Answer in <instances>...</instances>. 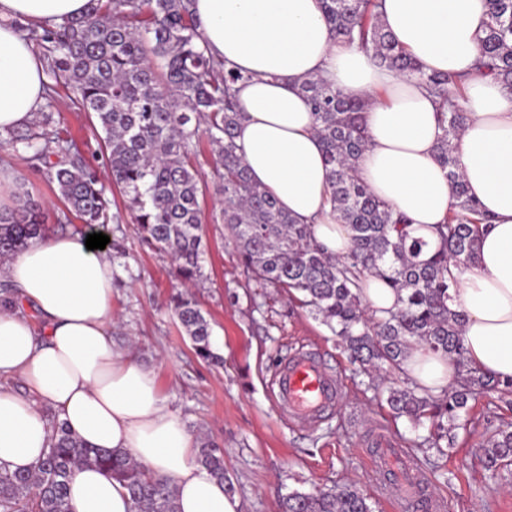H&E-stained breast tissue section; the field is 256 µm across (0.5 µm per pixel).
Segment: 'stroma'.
Instances as JSON below:
<instances>
[{
    "instance_id": "35a3bbf8",
    "label": "stroma",
    "mask_w": 512,
    "mask_h": 512,
    "mask_svg": "<svg viewBox=\"0 0 512 512\" xmlns=\"http://www.w3.org/2000/svg\"><path fill=\"white\" fill-rule=\"evenodd\" d=\"M33 127L47 134L67 129L83 157L102 166L90 116L74 109L66 94L38 112ZM198 170L208 187L205 218L204 275L193 294L211 323V342L223 365L200 360L171 304L181 281L171 257L143 244L123 199L114 208L119 222L106 225L105 250L118 274L112 292L115 346L132 347L154 369L172 409L196 436L224 448L225 464L243 504V512H275L279 498L293 490L325 485H354L373 512H398L382 491L374 471L371 446L379 434L396 440L424 477L413 512H512V466L485 470L478 450L495 430L512 424V409L498 394L472 402L468 425L458 430L455 447L445 453L423 452L417 430L394 418L357 377L331 331L297 301L261 287L244 272L225 225L210 213L216 195L211 146L200 140ZM0 167L20 174L31 198L42 202L52 231L77 226L53 184L35 171L21 153L0 147ZM317 350L326 366L344 380V394L334 411L316 426L292 425L276 405L270 377L278 362L299 348Z\"/></svg>"
}]
</instances>
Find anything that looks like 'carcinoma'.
I'll return each instance as SVG.
<instances>
[{"label": "carcinoma", "mask_w": 512, "mask_h": 512, "mask_svg": "<svg viewBox=\"0 0 512 512\" xmlns=\"http://www.w3.org/2000/svg\"><path fill=\"white\" fill-rule=\"evenodd\" d=\"M488 21L478 37L479 70L512 87V0H487ZM192 0H89L84 16L55 26L20 24L25 39L42 47L52 83L84 112L94 114L95 133L110 175L105 183L96 167L82 160L74 144L56 133L7 132L6 143L45 166L67 209L89 227L112 219L114 186L125 198L142 239L169 254L184 282L202 277V202L206 186L197 168L201 135L212 146L222 179L221 208L215 222L226 224L244 271L310 308L336 336L355 371L378 381L394 416L428 430L431 448L454 445L448 423L460 419L468 403L496 391L512 406V382L502 384L467 373L433 395L411 385L401 363L408 350L423 344L463 365L465 315L448 307L455 282L450 266L472 264L479 251L481 225L488 223L467 193L456 151L466 115L458 104L465 76L427 73L387 31L380 0H321L334 36L355 43L379 65L423 85L441 115L442 135L435 156L448 170L456 203L438 226L440 247L410 234L407 218L377 199L356 176L366 150L362 101L318 78L300 84L316 116L330 172L329 201L340 223L351 230V248L342 256L324 252L307 224L297 223L277 200L254 183L236 144L238 71L208 54L191 9ZM48 214L29 197L14 210H0V259L46 235ZM372 274L400 296L401 306L383 315L367 314L359 295ZM180 326L196 355L217 363L211 325L189 294L172 297ZM197 458L227 492L235 486L224 465V448L210 438L199 441ZM489 471L512 464V431L498 430L481 448ZM106 470L127 489L135 512H178L176 491L163 479L145 475L130 456L90 448L61 424H54L49 448L31 473L0 470V512H68L70 479L80 467ZM278 512H372L368 499L350 484L283 496Z\"/></svg>", "instance_id": "1"}]
</instances>
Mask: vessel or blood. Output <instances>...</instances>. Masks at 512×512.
Wrapping results in <instances>:
<instances>
[{"label": "vessel or blood", "instance_id": "b4317fda", "mask_svg": "<svg viewBox=\"0 0 512 512\" xmlns=\"http://www.w3.org/2000/svg\"><path fill=\"white\" fill-rule=\"evenodd\" d=\"M277 405L298 427L315 424L341 396L343 384L310 349L290 353L276 368L272 382ZM376 467L395 479L394 496L400 508H407L421 484L419 475L405 466L400 449L392 440L379 439Z\"/></svg>", "mask_w": 512, "mask_h": 512}]
</instances>
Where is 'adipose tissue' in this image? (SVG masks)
Masks as SVG:
<instances>
[{
	"label": "adipose tissue",
	"instance_id": "obj_1",
	"mask_svg": "<svg viewBox=\"0 0 512 512\" xmlns=\"http://www.w3.org/2000/svg\"><path fill=\"white\" fill-rule=\"evenodd\" d=\"M88 0H0V133L29 124L44 103L45 61L17 31L86 12ZM209 53L247 75L237 93V143L254 183L329 255L351 248V233L329 203L330 176L316 121L299 92L309 77L361 99L368 147L356 174L368 190L409 219L410 234L436 250L438 225L454 204L435 160L441 133L433 97L373 57L333 38L319 0H194ZM387 30L423 69L465 75L466 122L457 140L468 194L491 222L474 264L454 269L449 306L466 315L464 357L487 379L512 378V90L475 69L486 0H383ZM116 269L82 238L53 234L0 264L13 288L0 301V468L31 472L53 423L84 444L132 457L171 482L179 512H242L196 461L198 442L162 395L153 369L112 344ZM403 368L411 382L441 391L458 369L424 345ZM22 379L25 391L12 382ZM70 512H132L126 489L106 471H75Z\"/></svg>",
	"mask_w": 512,
	"mask_h": 512
}]
</instances>
